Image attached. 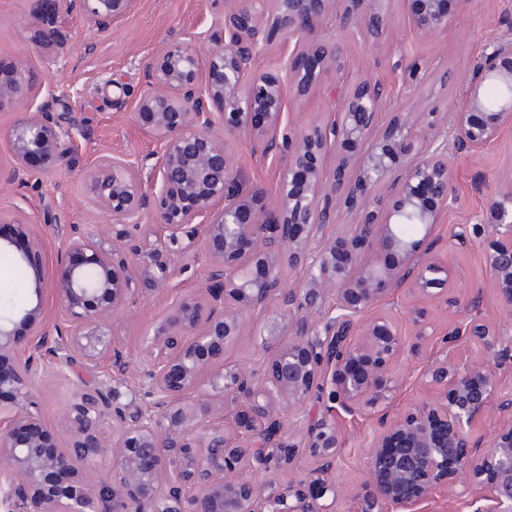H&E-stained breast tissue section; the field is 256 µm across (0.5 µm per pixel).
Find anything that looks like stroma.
<instances>
[{
    "label": "stroma",
    "mask_w": 512,
    "mask_h": 512,
    "mask_svg": "<svg viewBox=\"0 0 512 512\" xmlns=\"http://www.w3.org/2000/svg\"><path fill=\"white\" fill-rule=\"evenodd\" d=\"M222 0H137L135 9L116 24L97 28L90 25L80 7L61 0L52 15L60 34L53 49L40 47L33 39L36 25L34 0H0V67L11 68L23 58L34 76L28 96L16 104L0 106V217L20 218L34 224L42 242L39 263L26 265L25 279H18L16 250L0 252V301L13 306H41L44 327L55 333L57 317L51 293L56 274L60 230L96 235L103 248H111L112 233L105 219L88 199L83 175L103 159L118 156L139 160L158 151L157 141L138 115L135 100L146 84L147 64L168 41L206 30L220 15ZM454 17L448 30L428 39L411 29L403 0H391V24L380 46H373L352 27L327 22L323 35L338 43L351 67L352 80L369 79L382 85L394 103L408 102L415 85H423L429 104L446 111L462 95L469 67L479 61L490 43L512 34V0H450ZM336 81L327 73L325 89L298 100L286 98L289 121L302 126L325 120L333 107L327 88ZM59 95L67 106L53 115L71 126L73 143L65 161L54 171L39 175L32 185L10 178L14 166L8 144L10 127L27 109L37 108ZM235 168L247 189H259L266 202L276 197L280 166L261 160L247 138L229 143ZM512 177V127L476 153H461L455 162L453 202L436 229V254L447 261L450 288L447 295L427 302L428 335L416 340L407 310L417 305L412 295L399 292L379 302V309L393 312L400 321L407 343H420L419 357H408L396 368L402 379L387 412L367 409L338 421L344 439L336 466L338 500L336 512H355L357 499L369 485L367 467L370 444L379 431L381 415L396 417L421 401L434 397L418 373L436 349L438 337L459 317L453 299H478L484 315L506 321L512 312L500 307L486 262V246L475 241L465 251L452 246L451 236L461 224L478 223L487 200ZM204 278V268L192 266L178 276L167 291L148 296L114 317L115 344L131 365L143 360L146 339L166 316L171 302L192 293ZM53 358L41 364L42 382L34 395L42 416L52 426L59 447H67L69 435L61 421L66 400L79 388L112 381L123 396H130L135 373L113 376L110 358L95 366L75 364L69 378H54Z\"/></svg>",
    "instance_id": "stroma-1"
}]
</instances>
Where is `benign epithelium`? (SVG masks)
Wrapping results in <instances>:
<instances>
[{
  "label": "benign epithelium",
  "mask_w": 512,
  "mask_h": 512,
  "mask_svg": "<svg viewBox=\"0 0 512 512\" xmlns=\"http://www.w3.org/2000/svg\"><path fill=\"white\" fill-rule=\"evenodd\" d=\"M414 33L428 38L448 27L449 0H407ZM94 26L129 14L136 0H80ZM361 34L379 39L390 24L388 0H342ZM337 0H226L222 16L189 40L173 39L149 63L137 101L159 144L157 183L142 187L141 162L106 159L87 172L88 198L112 225V248L92 236L60 237L53 281L61 319L58 339L38 332L40 306L20 311L33 329L27 355L0 367V508L5 512H335L336 421L362 408L387 406L399 389L395 368L413 349L398 323L375 310L404 291L423 300L447 292L448 265L434 254L435 229L451 203L454 162L512 125V39L494 44L469 71L450 126L417 97L373 134L386 105L378 84L338 90L329 123L297 128L285 117V89L305 98L319 89L321 65L349 68L339 45L321 38ZM43 47L57 31L39 17ZM283 48L277 73H260L257 58ZM20 59L0 71V105L19 101L29 85ZM224 129L218 134L215 128ZM246 137L266 159L283 163L277 197L261 202L239 179L228 141ZM14 166L23 179L61 165L71 131L40 107L9 130ZM335 156L327 173L320 156ZM149 217L163 234L138 241L125 226ZM343 229L326 234L328 227ZM28 241L20 260L41 258L33 225L16 223ZM486 244V262L502 306L512 308V177L490 198L478 224L457 227L463 250ZM395 258L391 265L374 255ZM206 277L176 299L147 338L131 401L115 386L81 389L64 411L70 433L56 448L32 399L38 363L55 358L61 380L75 362L112 356V317L149 293L166 290L188 263ZM303 278L289 288L285 268ZM279 310L259 368L227 353L254 320ZM407 314L415 336L427 335L422 307ZM0 317V362L20 343ZM482 345L459 360L460 344ZM512 325L465 315L438 341L421 379L434 398L382 424L368 463L373 491L359 512L391 506L410 512L441 486L451 498L476 488V512H512ZM495 419L488 438L469 428ZM302 421L296 432L290 417ZM313 465L300 479L276 476L298 457ZM111 464L98 475L96 467ZM266 476L263 484L253 481Z\"/></svg>",
  "instance_id": "obj_1"
}]
</instances>
